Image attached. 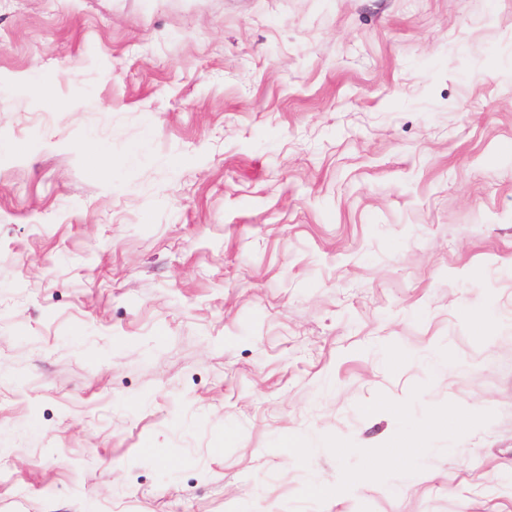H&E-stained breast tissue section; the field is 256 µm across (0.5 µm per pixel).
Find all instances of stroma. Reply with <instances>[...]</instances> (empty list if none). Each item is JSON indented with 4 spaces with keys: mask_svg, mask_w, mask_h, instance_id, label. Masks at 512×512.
<instances>
[{
    "mask_svg": "<svg viewBox=\"0 0 512 512\" xmlns=\"http://www.w3.org/2000/svg\"><path fill=\"white\" fill-rule=\"evenodd\" d=\"M0 512H512V0H0Z\"/></svg>",
    "mask_w": 512,
    "mask_h": 512,
    "instance_id": "stroma-1",
    "label": "stroma"
}]
</instances>
